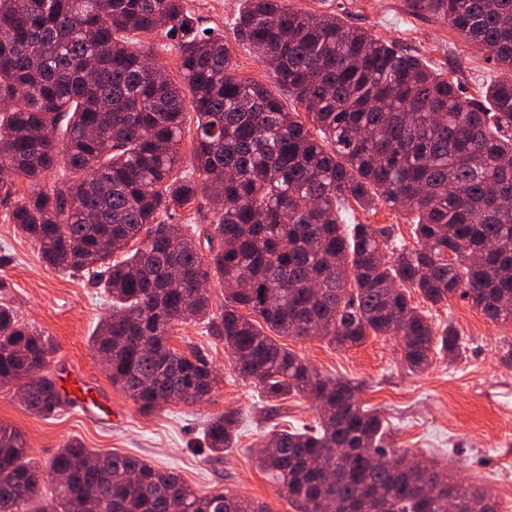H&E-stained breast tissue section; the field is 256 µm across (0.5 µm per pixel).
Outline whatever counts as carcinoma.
<instances>
[{
    "mask_svg": "<svg viewBox=\"0 0 512 512\" xmlns=\"http://www.w3.org/2000/svg\"><path fill=\"white\" fill-rule=\"evenodd\" d=\"M501 68L484 100L392 42L291 0H241L237 37L305 110L235 74L224 37L193 31L184 0H0V190L5 219L49 266L83 272L112 296L92 342L112 385L145 410L210 395L216 375L174 329L206 322L235 371L274 402L311 399L316 424L272 431L261 463L302 512H500L482 487L384 446L380 414L358 386L320 375L275 338L337 348L398 336L413 371L454 355L412 292L467 300L512 324V0H415ZM181 36L179 77L139 36ZM51 129L44 138L40 131ZM194 146L191 174L181 145ZM29 193L12 198L16 181ZM206 199L194 234L168 219ZM415 215L416 243L348 224V201ZM204 238L209 257L195 235ZM218 277L224 312L197 279ZM50 338L0 305V386L33 415L65 406L43 373ZM236 440L233 415L208 424V447ZM68 479L49 485V478ZM270 512L226 490L197 491L145 460L70 442L48 472L0 422V512Z\"/></svg>",
    "mask_w": 512,
    "mask_h": 512,
    "instance_id": "carcinoma-1",
    "label": "carcinoma"
}]
</instances>
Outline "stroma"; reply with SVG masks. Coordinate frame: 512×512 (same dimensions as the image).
Wrapping results in <instances>:
<instances>
[{
    "mask_svg": "<svg viewBox=\"0 0 512 512\" xmlns=\"http://www.w3.org/2000/svg\"><path fill=\"white\" fill-rule=\"evenodd\" d=\"M414 0H293L296 8L336 13L373 37L396 42L446 73L467 96L482 99L486 86L500 75L494 60L468 42L443 18L420 12ZM195 26L227 40L239 77L271 84L268 69L248 44L234 37L239 0H186ZM350 220L392 226L404 245L414 243L410 215L377 203L354 209ZM433 327L453 325L461 348L456 356L433 355L422 372L408 370L400 337L371 336L356 347L338 349L313 338H283V345L321 375L352 381L361 400L388 422L386 445L397 451L436 458L466 484L487 487L502 506L512 505V364L502 361L512 348V326L492 323L460 297L430 306L413 294ZM0 304L11 306L20 322L57 345L46 372L58 378L79 369L106 400L114 415L98 419L80 409L64 408L55 416L31 414L14 386L0 387V422L23 434L29 455L47 467L71 441L107 453L138 456L171 471L192 489L232 493L266 502L271 512H298L261 468L258 452L275 425L299 427L313 422L312 403L291 395L268 404L258 387L242 381L221 337L205 323L182 325L171 342L179 349L195 346L217 372L210 397L194 403H169L145 411L114 387L91 337L109 309V295L82 274L49 267L37 244L0 217ZM239 417L234 448L217 454L206 444L211 418Z\"/></svg>",
    "mask_w": 512,
    "mask_h": 512,
    "instance_id": "35a3bbf8",
    "label": "stroma"
}]
</instances>
